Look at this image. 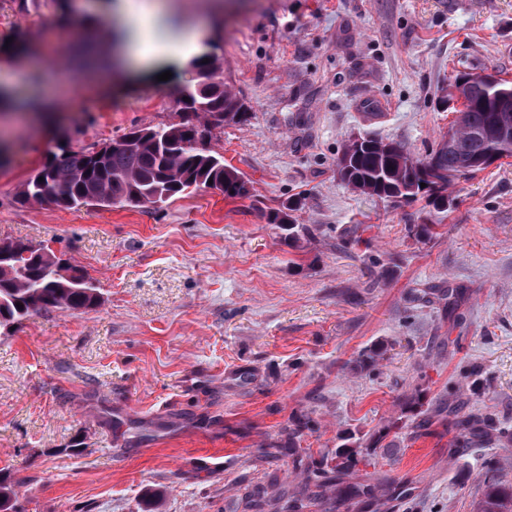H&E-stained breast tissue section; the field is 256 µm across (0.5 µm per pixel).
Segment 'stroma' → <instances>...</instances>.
<instances>
[{
    "mask_svg": "<svg viewBox=\"0 0 512 512\" xmlns=\"http://www.w3.org/2000/svg\"><path fill=\"white\" fill-rule=\"evenodd\" d=\"M202 21L248 113L210 146L248 198L17 202L58 135L77 150L177 121L176 88L153 71L123 94L57 99L51 134L0 119V242L49 245L102 297L0 332V468L23 512H144L151 497L156 512H245L259 484L279 512H322L293 495L302 475L273 451L297 415L314 459L377 440L376 466L350 480L378 486V512H476L488 479L512 484L497 435L512 431V158L455 180L429 237L415 230L427 198L355 192L336 158L354 133L424 156L453 120L440 98L457 72L512 81V0H167L153 36ZM18 36L37 64L0 81L40 112L43 86H73L80 41L44 0L23 14L0 0V49ZM288 203L310 235L268 223ZM375 348L383 360L357 369ZM472 413L494 432L457 447Z\"/></svg>",
    "mask_w": 512,
    "mask_h": 512,
    "instance_id": "stroma-1",
    "label": "stroma"
}]
</instances>
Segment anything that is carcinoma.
Returning <instances> with one entry per match:
<instances>
[{
    "mask_svg": "<svg viewBox=\"0 0 512 512\" xmlns=\"http://www.w3.org/2000/svg\"><path fill=\"white\" fill-rule=\"evenodd\" d=\"M59 20L73 25V0H49ZM193 82L182 87L176 104L181 120L163 126H134L100 149L74 151L63 141L49 153L22 185L18 200L22 204H54L65 209L81 207H155L172 202L199 188L212 187L227 198H241L247 189L241 173L224 162V155L206 146L195 148L192 141L206 142L212 131L226 123L245 120L243 105L224 83L223 62L205 52L190 61ZM512 93V82L502 80L490 85L482 80L471 84L467 112V130L453 148L438 146L422 157H415L400 145L379 153V140L367 139L353 171L342 181L351 189L368 196L410 198L426 195L435 209L448 207L445 192L459 176L472 174L465 158L481 153L487 144L480 133L494 115L497 95ZM426 187H421V184ZM290 207L272 211L267 220L276 224L290 239L308 233L303 224L293 223ZM101 302V293L81 270L51 253H34L24 266L12 257H0V329L11 328L24 320L53 310L91 311ZM310 420L297 417L288 434V442L279 449L293 457V466L307 472L304 483L296 487L301 497H319L329 483L336 484V495L323 499V512H340L349 499L367 502L375 497L368 485L346 484L343 477L360 464L375 465V444L358 450L345 445L335 456H323L307 462L296 448ZM463 444L488 436L485 420L472 414L460 424ZM0 512H21L17 482L11 472L0 469ZM477 512H512V485L492 481L485 486Z\"/></svg>",
    "mask_w": 512,
    "mask_h": 512,
    "instance_id": "cac0c4a2",
    "label": "carcinoma"
}]
</instances>
